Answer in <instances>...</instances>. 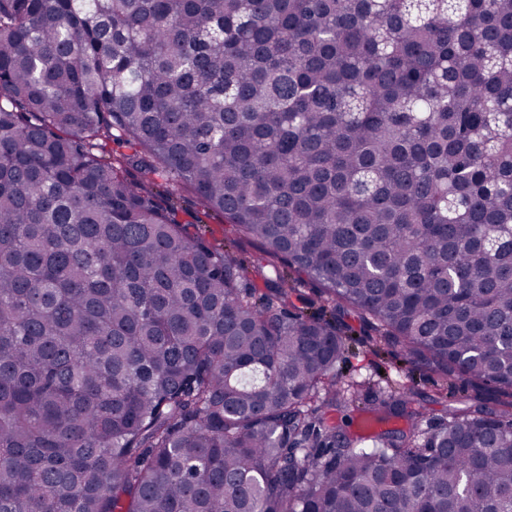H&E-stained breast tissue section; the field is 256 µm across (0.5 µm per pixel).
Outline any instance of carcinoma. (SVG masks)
<instances>
[{
	"instance_id": "cac0c4a2",
	"label": "carcinoma",
	"mask_w": 512,
	"mask_h": 512,
	"mask_svg": "<svg viewBox=\"0 0 512 512\" xmlns=\"http://www.w3.org/2000/svg\"><path fill=\"white\" fill-rule=\"evenodd\" d=\"M0 512H512V0H0ZM171 203L190 233L203 237L220 250L227 249L248 265L259 257L256 246L237 242L232 226L224 224V216L219 212H206L193 193L184 191L174 195ZM295 293L293 296L294 303L299 307H304L310 314L318 315L320 313L319 304L316 303L317 294L320 291V286L310 280H297L293 284ZM314 301V305H309V301ZM337 321L346 335L358 340L350 343L343 373L346 379L363 384L361 398L372 400L379 390L403 384L411 377L418 392L417 401L423 407L428 423L447 417L448 409L452 407H482L488 411L500 407L503 396L495 385L474 387L465 381H457L452 388L448 387L447 398L438 394L442 381L436 372L407 363L399 347L384 348L378 354L372 352L368 342L374 332L364 327L354 313H339ZM380 369H383V375H380Z\"/></svg>"
}]
</instances>
